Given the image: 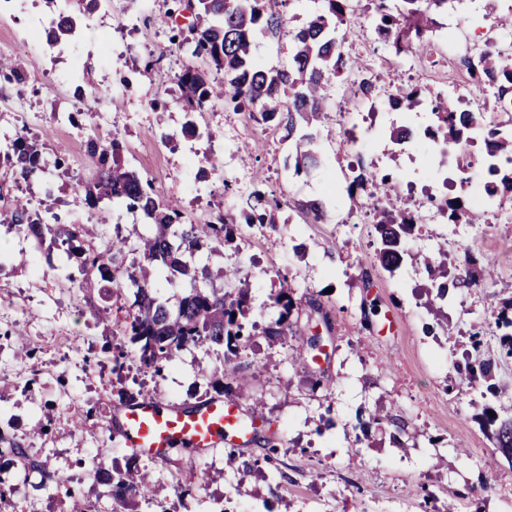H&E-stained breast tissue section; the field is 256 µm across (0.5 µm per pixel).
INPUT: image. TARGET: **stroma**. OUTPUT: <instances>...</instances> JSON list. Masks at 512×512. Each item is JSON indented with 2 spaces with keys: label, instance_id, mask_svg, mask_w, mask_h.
Segmentation results:
<instances>
[{
  "label": "stroma",
  "instance_id": "35a3bbf8",
  "mask_svg": "<svg viewBox=\"0 0 512 512\" xmlns=\"http://www.w3.org/2000/svg\"><path fill=\"white\" fill-rule=\"evenodd\" d=\"M176 7L175 0H112L115 18L130 26L108 58L102 33L87 28L77 57L49 59L19 46L26 15H0V44L13 45L24 75L0 78V111L8 115L0 141L26 126L46 163L42 176L29 182L0 164V207L20 197L65 223L94 224L98 240L121 237L127 260L138 259L149 225L106 200L89 209L76 187L93 171L86 140L118 136L123 165L147 179L156 196L176 199L188 221L232 219V241L190 263L205 269V287L223 289L224 268L235 265L251 289L248 320L256 328L242 354L249 387L242 393L213 388V376L224 372V349L216 345L177 352L158 372L142 366L121 334L131 290L77 291L68 280L76 259L60 252L45 258L31 239L0 225V430L43 464L42 471L27 472L0 460V486L14 487L21 512H68L67 498L51 480L58 473L99 512H111V487L89 469L104 452L114 467L150 473L152 490L136 512H443L450 502L457 512H512L507 462L497 466L493 491L479 488L494 452L487 415L499 402L455 367L476 331L496 379L512 386V357L500 346L497 326L508 299L501 286L512 283V197L492 212L472 209L456 222L417 225L404 239L408 259L395 273L384 271L375 226L346 194L352 167L395 174L419 201L429 191L470 198L459 172H451L449 186L432 181L448 157L431 139L399 145L389 138L393 127L431 125L429 110L404 107L373 118L341 112L336 104L350 101L351 92L346 79L331 78L321 125L337 135L318 140V166L294 174L289 160L296 141L277 121L251 118L227 99L188 112L177 76L188 66L206 71L210 64L179 49L176 36L188 31L189 18L163 19ZM374 15L373 4L360 0L345 25L346 52L363 59L382 83L428 84L429 57L396 54L377 38ZM438 21L434 41L450 42L461 29L484 35L495 15L487 0H471L467 11ZM148 60L159 78L144 74ZM107 78L112 88L101 110L88 112L92 92ZM207 152L219 168L204 160ZM59 156L60 168L54 165ZM257 192L280 201L275 223L245 222ZM316 199L327 211L321 223L299 207ZM470 245L476 258L493 263L495 282L452 288L436 335H424L428 281L417 257L447 249L454 277ZM284 282L299 306L289 345L316 326L327 346L321 359H307L302 368L265 334L276 316L270 297ZM125 394L152 395L167 405L221 396L247 414L259 397L265 422L257 435L230 448L179 449L152 459L135 455L115 435ZM379 407L402 419L405 431L383 422L356 432L357 414ZM40 424L47 432H37ZM231 454L236 464L228 463Z\"/></svg>",
  "mask_w": 512,
  "mask_h": 512
}]
</instances>
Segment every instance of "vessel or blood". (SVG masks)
<instances>
[{
	"label": "vessel or blood",
	"mask_w": 512,
	"mask_h": 512,
	"mask_svg": "<svg viewBox=\"0 0 512 512\" xmlns=\"http://www.w3.org/2000/svg\"><path fill=\"white\" fill-rule=\"evenodd\" d=\"M258 418L244 417L230 401L214 399L191 410L162 404L144 397L124 409L122 436L126 447L141 456L162 457L174 447L202 451L224 439L250 434Z\"/></svg>",
	"instance_id": "vessel-or-blood-1"
}]
</instances>
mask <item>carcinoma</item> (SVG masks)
Here are the masks:
<instances>
[{"instance_id":"cac0c4a2","label":"carcinoma","mask_w":512,"mask_h":512,"mask_svg":"<svg viewBox=\"0 0 512 512\" xmlns=\"http://www.w3.org/2000/svg\"><path fill=\"white\" fill-rule=\"evenodd\" d=\"M326 11L309 17L306 24L295 30H285L283 7L286 0H196L191 24L194 48L191 54L203 55L215 70V76L192 67L185 68L178 81L192 111L207 104L228 98L239 106L260 114L269 122L282 117L288 133L297 125L310 131L303 133L297 146L295 172L318 164L316 152L303 149L314 142L320 131H312L326 105V75L336 77L361 64L344 53L346 30L345 14L348 0H324ZM464 0H398V5L377 7L374 18L376 34L395 47L396 52L418 51L429 54L432 34L439 27L438 17L448 9H457ZM288 34L292 44L291 63L282 69H267L256 58L257 43ZM468 73L477 78H491L497 83L498 97L512 100V55H501L485 50L474 58L464 60ZM430 113L437 130L448 137V144L457 146L469 141L470 126L475 116L470 112L448 111L440 98L430 99ZM486 161L488 182L484 188L496 195L512 192V129L492 127L487 131ZM121 144L118 136L108 139L91 137L86 141V152L94 164L92 177L82 184L87 204L95 208L107 199L117 200L126 211L154 226V232L142 238L141 261L130 266L124 263L123 240H109L95 244L83 224H64L57 215L46 217L29 204L16 199L0 208V224L27 229L40 241L79 255L77 271L68 281L79 291L111 285L117 289H135V311L128 315L124 327L134 346V356L147 367L159 372L164 362L175 352L189 345L209 343L224 348V379L227 386H243L248 367L239 362L250 331L246 328L249 307V288L244 283L231 292H217L198 285L196 271L182 259L210 246L222 245L232 239L227 222L220 224H192L172 200H164L152 193L148 182L127 169L120 161ZM0 163L14 169L29 181L43 171L40 153L28 142L23 132H15L11 142L0 147ZM392 187L389 176L378 177L367 168L347 186L350 198L357 192L366 195L365 208L373 211L374 224L379 235L377 258L381 266L394 272L407 255L404 237L416 225V217L395 206L390 198ZM256 204L249 206L245 221L274 223L267 211L279 208L275 198L264 200L254 195ZM164 266L170 278L186 282L184 294L176 308L171 309L154 295V283L149 267ZM423 267L433 286L427 295L426 311L434 323L444 317L448 304L449 285L476 284L491 275L488 267L476 272L472 269L470 252H465L462 273L456 281L448 282L445 261L435 256L423 258ZM271 307L279 310L265 334L273 343L282 342L292 326L290 317L297 308L288 282H282L279 291L271 297ZM474 355L465 367L472 382L492 377V362L480 353L478 335H471ZM495 426L494 448L512 465V403L502 405L488 419ZM9 458L26 470H37L40 464L31 458L23 444L0 431V459ZM98 479L118 492L125 505L145 496L150 488L148 475L139 471L124 472L109 467L106 458L95 463Z\"/></svg>"}]
</instances>
